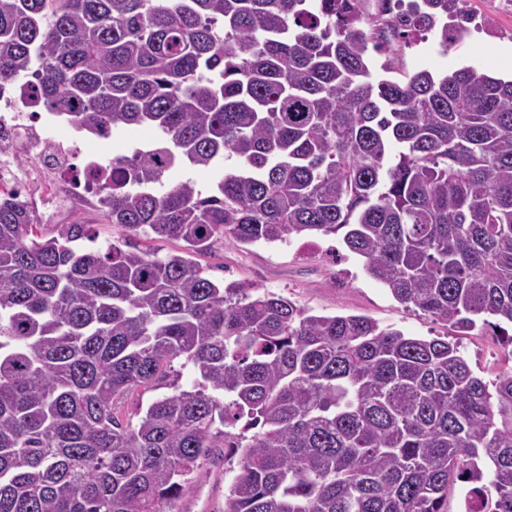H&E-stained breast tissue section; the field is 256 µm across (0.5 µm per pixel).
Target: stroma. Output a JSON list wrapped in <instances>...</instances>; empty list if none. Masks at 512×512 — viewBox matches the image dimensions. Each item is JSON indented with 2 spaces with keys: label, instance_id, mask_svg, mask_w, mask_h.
I'll return each instance as SVG.
<instances>
[{
  "label": "stroma",
  "instance_id": "1",
  "mask_svg": "<svg viewBox=\"0 0 512 512\" xmlns=\"http://www.w3.org/2000/svg\"><path fill=\"white\" fill-rule=\"evenodd\" d=\"M470 21L464 39L442 51L432 34L418 35L406 46L402 65L407 72H439L476 65L494 75H512V0H464ZM66 130L43 133L46 157L26 151L10 137L0 138L8 149L13 170L12 186L23 201L32 202L31 213L42 231L57 225H87L96 244L123 245L125 228L108 223L95 196L76 200L68 183L82 177L84 161L69 163L62 145ZM215 280H239L289 298L318 315H366L383 326L424 338L445 336L446 327L423 312L399 304L390 291L370 278L358 256L344 250L340 240L302 238L285 243L236 246L220 242L199 256ZM461 350L472 370L484 380L495 377L501 347L491 330L478 328L460 339ZM203 486L194 496L207 500L208 512H222L224 495L234 477L223 459L207 465Z\"/></svg>",
  "mask_w": 512,
  "mask_h": 512
}]
</instances>
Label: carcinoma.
I'll return each mask as SVG.
<instances>
[{"label": "carcinoma", "instance_id": "1", "mask_svg": "<svg viewBox=\"0 0 512 512\" xmlns=\"http://www.w3.org/2000/svg\"><path fill=\"white\" fill-rule=\"evenodd\" d=\"M461 2L0 0V92L164 139L85 171L123 249L79 248L85 224L45 236L0 192V512H178L217 448L237 467L224 512H448L463 482V512H512V80L397 66L411 34L462 40ZM173 150L239 166L158 191ZM149 231L182 251L141 249ZM339 234L400 304L496 330L495 379L455 340L194 260Z\"/></svg>", "mask_w": 512, "mask_h": 512}]
</instances>
